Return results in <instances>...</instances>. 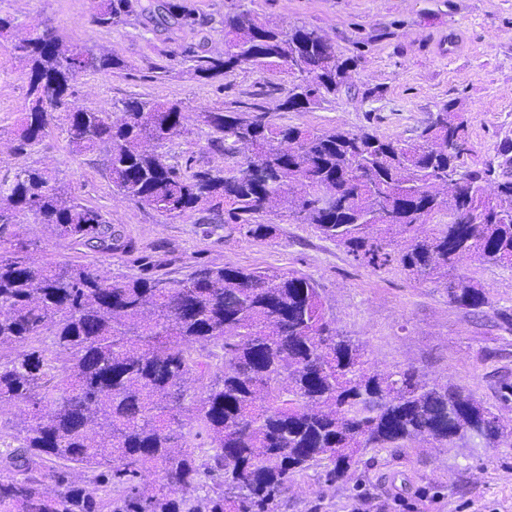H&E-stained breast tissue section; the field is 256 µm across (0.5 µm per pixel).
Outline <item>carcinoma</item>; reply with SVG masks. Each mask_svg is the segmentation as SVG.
<instances>
[{
    "label": "carcinoma",
    "mask_w": 512,
    "mask_h": 512,
    "mask_svg": "<svg viewBox=\"0 0 512 512\" xmlns=\"http://www.w3.org/2000/svg\"><path fill=\"white\" fill-rule=\"evenodd\" d=\"M132 15L194 32L208 19L188 0H102L92 24ZM229 50L185 43L172 56L201 78L242 67H296L284 112H306L346 88L358 57H341L316 29H284L237 0L222 20ZM0 14V39L26 70L15 150L62 127L72 154L100 158L112 191L158 216L205 215L257 239L285 209L375 270L446 281L468 313L491 300L448 271L475 257L512 271V140L497 166L471 168L467 121L442 103L414 139L366 128L274 123L261 105L205 107L208 149L224 166L170 156L181 101L131 96L113 111L79 103L76 84L127 63L66 42L51 24ZM457 186L434 190L448 174ZM496 184L495 197L485 184ZM485 219L474 222V212ZM435 215L446 224L423 226ZM32 217L76 245L124 251L100 211L53 171L31 164L0 177V408L24 406L0 440V512H275L294 477L322 468L343 482L367 448L454 436L486 448L512 438L493 407L413 366L379 372L325 312L318 283L297 271L197 265L181 279L114 280L84 264L37 261L22 237ZM50 347L24 350L34 341Z\"/></svg>",
    "instance_id": "obj_1"
}]
</instances>
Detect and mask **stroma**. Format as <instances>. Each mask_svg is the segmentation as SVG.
Here are the masks:
<instances>
[{
  "instance_id": "1",
  "label": "stroma",
  "mask_w": 512,
  "mask_h": 512,
  "mask_svg": "<svg viewBox=\"0 0 512 512\" xmlns=\"http://www.w3.org/2000/svg\"><path fill=\"white\" fill-rule=\"evenodd\" d=\"M101 0H0V13L24 24L50 21L77 42L112 49L129 65L120 74L79 80L82 104L111 110L114 101L140 95L180 101L186 120L172 144L180 160L222 166L208 152L197 108L259 104L279 125L305 129L367 126L384 137H416L442 102L453 100L471 141L467 165L497 159L512 139V0H252L263 19L323 34L341 56H359L350 91L308 112H282L287 75L237 70L224 80L199 78L190 64L168 66V51L185 42L224 49L222 20L235 0H194L210 23L200 33L166 30L145 16L103 29L91 19ZM27 77L8 55L0 56V174L31 163L49 167L73 186L128 242L127 251L72 249L39 224H24L32 258L83 263L122 279L134 274L180 278L190 266H241L297 270L321 288L327 315L337 328L366 345L375 369L414 366L427 377L465 389L492 405L500 379L512 381V333L498 313L512 309V271L469 260L459 273L489 291L491 307L478 315L454 307L443 284L410 279L399 269L375 272L344 250L319 239L286 211L269 214L276 234L255 240L196 218L165 221L146 205L113 192L99 165L72 155L62 130H53L34 152H14L13 131L27 102ZM276 512H512V446L367 449L346 482L329 483L319 472L295 476Z\"/></svg>"
}]
</instances>
